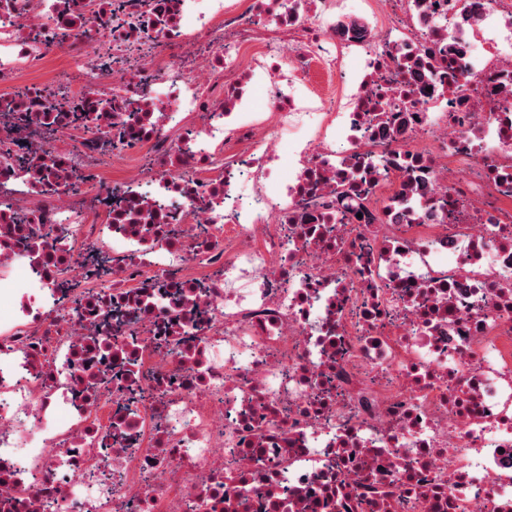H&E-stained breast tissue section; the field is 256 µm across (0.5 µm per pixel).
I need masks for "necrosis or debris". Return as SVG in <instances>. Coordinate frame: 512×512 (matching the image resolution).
Returning a JSON list of instances; mask_svg holds the SVG:
<instances>
[{"label":"necrosis or debris","mask_w":512,"mask_h":512,"mask_svg":"<svg viewBox=\"0 0 512 512\" xmlns=\"http://www.w3.org/2000/svg\"><path fill=\"white\" fill-rule=\"evenodd\" d=\"M110 2L0 0V512H512V0ZM67 74L72 75V69L70 68L68 61L64 58L62 53L55 52L47 57L44 68L40 73L23 76L20 79L19 84L22 86L32 83L48 84L64 77ZM113 153L116 155L115 159L109 166L97 169L94 180L98 183H112V188L115 189L125 184L123 175L127 165L126 161L131 160L136 155V151L124 149L121 152L115 150Z\"/></svg>","instance_id":"obj_1"}]
</instances>
